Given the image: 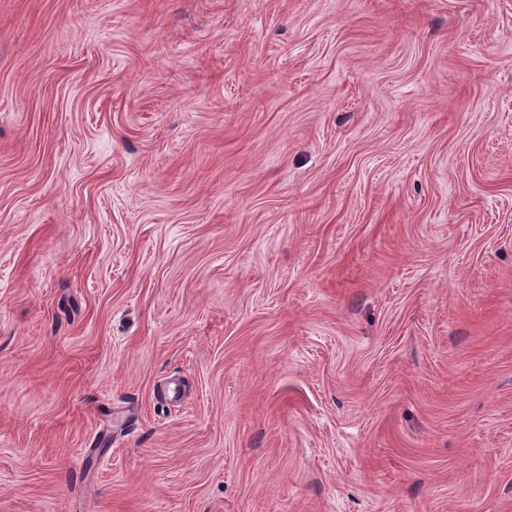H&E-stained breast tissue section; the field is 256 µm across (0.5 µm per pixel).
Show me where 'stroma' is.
Instances as JSON below:
<instances>
[{
	"label": "stroma",
	"instance_id": "stroma-1",
	"mask_svg": "<svg viewBox=\"0 0 512 512\" xmlns=\"http://www.w3.org/2000/svg\"><path fill=\"white\" fill-rule=\"evenodd\" d=\"M0 512H512V0H0Z\"/></svg>",
	"mask_w": 512,
	"mask_h": 512
}]
</instances>
